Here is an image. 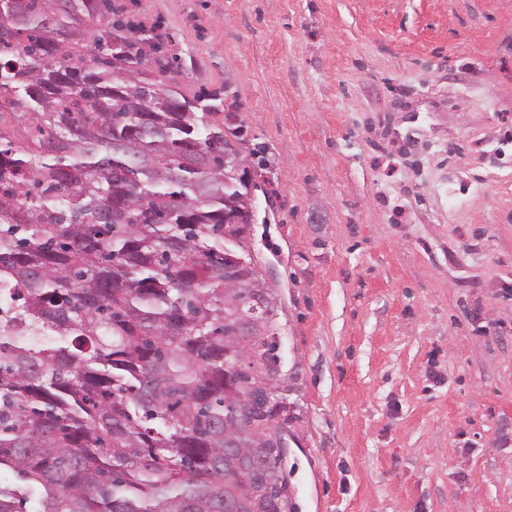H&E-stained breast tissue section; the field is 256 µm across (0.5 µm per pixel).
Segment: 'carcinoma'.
<instances>
[{
	"label": "carcinoma",
	"mask_w": 512,
	"mask_h": 512,
	"mask_svg": "<svg viewBox=\"0 0 512 512\" xmlns=\"http://www.w3.org/2000/svg\"><path fill=\"white\" fill-rule=\"evenodd\" d=\"M112 0H0V512H278L287 442L224 458V319L264 323L236 251L224 110ZM232 278L241 292L224 287Z\"/></svg>",
	"instance_id": "1"
}]
</instances>
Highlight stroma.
<instances>
[{"mask_svg":"<svg viewBox=\"0 0 512 512\" xmlns=\"http://www.w3.org/2000/svg\"><path fill=\"white\" fill-rule=\"evenodd\" d=\"M224 100L295 512H512V0H114Z\"/></svg>","mask_w":512,"mask_h":512,"instance_id":"35a3bbf8","label":"stroma"}]
</instances>
